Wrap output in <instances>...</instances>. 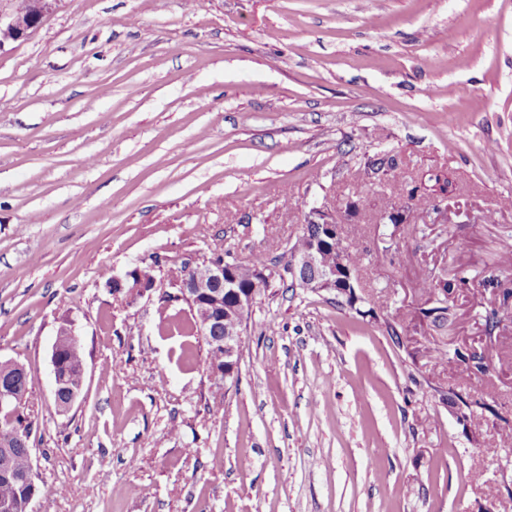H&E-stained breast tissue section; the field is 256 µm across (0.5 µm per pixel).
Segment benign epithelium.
I'll return each instance as SVG.
<instances>
[{
    "instance_id": "benign-epithelium-1",
    "label": "benign epithelium",
    "mask_w": 512,
    "mask_h": 512,
    "mask_svg": "<svg viewBox=\"0 0 512 512\" xmlns=\"http://www.w3.org/2000/svg\"><path fill=\"white\" fill-rule=\"evenodd\" d=\"M11 9L0 11V53L5 48L28 36L50 14L57 0H10ZM308 223L317 224L320 232L311 243L291 252L288 275L296 281L307 282L322 290L336 291L347 298L354 289L352 270L341 265L335 269L326 266L322 253L325 241L336 236L340 226L336 219L319 208L311 209ZM156 288L155 281L142 278L139 271L131 269L122 276H112V294L137 299ZM235 299L234 307L224 311V297ZM258 298L255 288H239L235 265L213 263L205 279L187 281L177 299L188 306L197 334L210 338V343L224 350V366L209 370L212 379L225 382L235 376L238 352L242 342L245 319ZM20 395L10 387L0 385V412L8 415L18 410Z\"/></svg>"
}]
</instances>
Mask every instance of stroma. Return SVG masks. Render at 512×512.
I'll use <instances>...</instances> for the list:
<instances>
[{
    "mask_svg": "<svg viewBox=\"0 0 512 512\" xmlns=\"http://www.w3.org/2000/svg\"><path fill=\"white\" fill-rule=\"evenodd\" d=\"M508 197L512 0H58L0 54V359L65 489L30 512H512ZM314 207L365 250L358 308L281 278ZM215 253L269 272L223 385L159 329ZM112 294H123L126 298L137 299L151 292L155 286V280L146 281L139 274L138 269H131L123 276L112 275ZM57 340L53 345L51 364L54 375V396L56 392L61 400L68 397L71 388H78L81 386L82 377L80 372V365L83 362V352L80 340L75 334L73 325L70 322L62 323L57 331ZM69 336L62 339L58 344V358H57V342L59 338ZM74 336V337H70ZM58 360H59V374L61 383L58 378ZM58 390L56 389L57 386ZM81 390H73L66 402L57 401V409L60 412L69 411L75 402L81 396Z\"/></svg>",
    "mask_w": 512,
    "mask_h": 512,
    "instance_id": "1",
    "label": "stroma"
}]
</instances>
